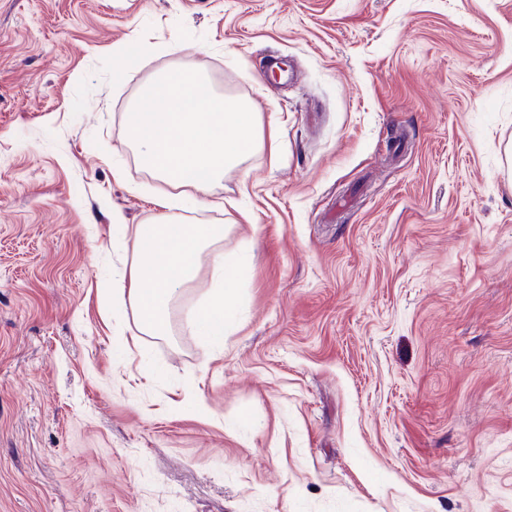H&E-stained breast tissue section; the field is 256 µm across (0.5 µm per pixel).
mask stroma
Wrapping results in <instances>:
<instances>
[{"mask_svg": "<svg viewBox=\"0 0 512 512\" xmlns=\"http://www.w3.org/2000/svg\"><path fill=\"white\" fill-rule=\"evenodd\" d=\"M124 54H117V47ZM170 69L256 112L223 348L111 313ZM512 0H0V512H512Z\"/></svg>", "mask_w": 512, "mask_h": 512, "instance_id": "35a3bbf8", "label": "stroma"}]
</instances>
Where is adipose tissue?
I'll return each instance as SVG.
<instances>
[{"instance_id":"ef3b65f1","label":"adipose tissue","mask_w":512,"mask_h":512,"mask_svg":"<svg viewBox=\"0 0 512 512\" xmlns=\"http://www.w3.org/2000/svg\"><path fill=\"white\" fill-rule=\"evenodd\" d=\"M124 122L142 163L160 180L181 186L184 201L201 203L227 168L256 147L257 117L243 102L216 94L203 79L171 70L140 88ZM220 224H188L175 212L137 225L128 244L130 277L112 289V305H133L141 326L164 331L171 303L194 281L209 255L214 286L194 313L192 326L207 341L223 343L236 305L238 275L216 245Z\"/></svg>"}]
</instances>
